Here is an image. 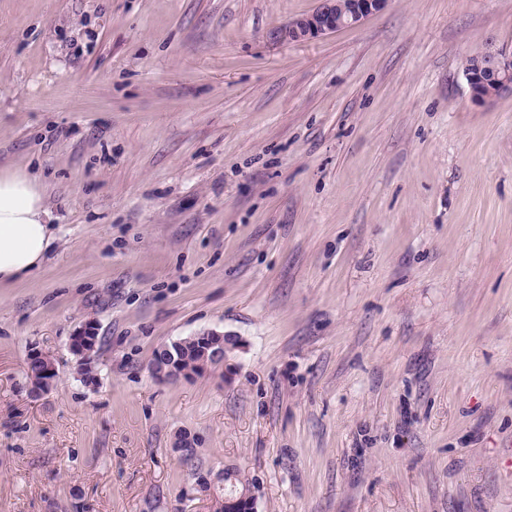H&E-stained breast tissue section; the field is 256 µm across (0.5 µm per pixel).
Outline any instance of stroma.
<instances>
[{
    "instance_id": "35a3bbf8",
    "label": "stroma",
    "mask_w": 512,
    "mask_h": 512,
    "mask_svg": "<svg viewBox=\"0 0 512 512\" xmlns=\"http://www.w3.org/2000/svg\"><path fill=\"white\" fill-rule=\"evenodd\" d=\"M319 4L0 0V166L58 236L0 288V512H221L228 472L257 512H512V95L460 71L512 0L283 38ZM209 330L222 366L152 373ZM99 342L98 327L95 322L88 321L83 324L76 333L71 337L69 348L70 351L80 361L84 362V365L88 364L90 355L95 351Z\"/></svg>"
}]
</instances>
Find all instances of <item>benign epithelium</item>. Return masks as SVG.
<instances>
[{
  "label": "benign epithelium",
  "instance_id": "benign-epithelium-1",
  "mask_svg": "<svg viewBox=\"0 0 512 512\" xmlns=\"http://www.w3.org/2000/svg\"><path fill=\"white\" fill-rule=\"evenodd\" d=\"M390 0H349L342 7L341 13H336V0H321L318 8L311 14L293 20L283 32V36L292 42L306 41L336 31L339 25L356 26L368 16L385 9ZM471 68L463 72L471 101L475 104H486L496 97L512 93V55L490 44L484 49L473 53ZM99 342L98 327L93 321L83 324L71 337L70 351L80 361L86 363L95 351ZM208 369L211 364L224 363V335L215 332H205L199 335ZM37 366L41 374L46 376L45 382L51 383L56 378L57 368L50 357L41 352L29 355L27 367ZM153 374L166 379L178 380L184 377L174 363L163 359Z\"/></svg>",
  "mask_w": 512,
  "mask_h": 512
}]
</instances>
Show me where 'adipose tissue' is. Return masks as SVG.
Wrapping results in <instances>:
<instances>
[{
    "instance_id": "ef3b65f1",
    "label": "adipose tissue",
    "mask_w": 512,
    "mask_h": 512,
    "mask_svg": "<svg viewBox=\"0 0 512 512\" xmlns=\"http://www.w3.org/2000/svg\"><path fill=\"white\" fill-rule=\"evenodd\" d=\"M55 239L39 176L0 168V287L29 279L42 266Z\"/></svg>"
}]
</instances>
